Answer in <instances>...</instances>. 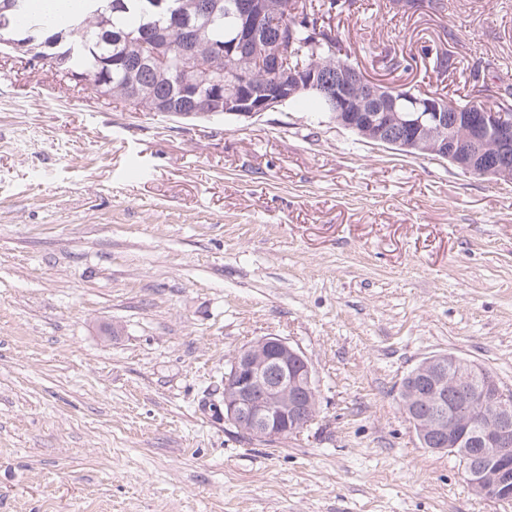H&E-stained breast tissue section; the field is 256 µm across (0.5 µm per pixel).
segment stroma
Here are the masks:
<instances>
[{"label": "stroma", "mask_w": 512, "mask_h": 512, "mask_svg": "<svg viewBox=\"0 0 512 512\" xmlns=\"http://www.w3.org/2000/svg\"><path fill=\"white\" fill-rule=\"evenodd\" d=\"M330 26L398 89L512 85V0H342ZM262 336L320 392L275 444L218 409ZM446 352L512 389V183L303 106L189 121L0 56V512H512L400 410Z\"/></svg>", "instance_id": "35a3bbf8"}]
</instances>
